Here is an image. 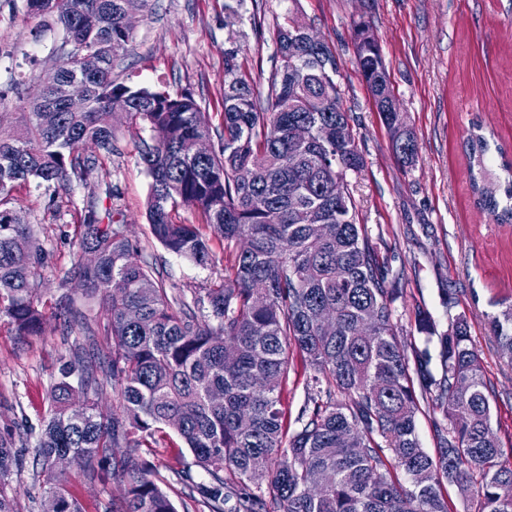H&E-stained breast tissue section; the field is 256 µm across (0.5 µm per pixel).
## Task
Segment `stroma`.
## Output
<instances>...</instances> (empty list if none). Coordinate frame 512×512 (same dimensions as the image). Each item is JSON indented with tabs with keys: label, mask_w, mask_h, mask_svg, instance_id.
Masks as SVG:
<instances>
[{
	"label": "stroma",
	"mask_w": 512,
	"mask_h": 512,
	"mask_svg": "<svg viewBox=\"0 0 512 512\" xmlns=\"http://www.w3.org/2000/svg\"><path fill=\"white\" fill-rule=\"evenodd\" d=\"M229 4L238 10L230 25ZM291 11L336 55L342 104L365 160L360 172L348 176L356 221L376 243L390 275L400 278L402 293L393 308L402 341L427 346L432 369H439L437 346L425 345L416 330L417 312L427 313L441 332L456 315H467L484 360L492 428L503 451L512 450V367L503 362L485 323L499 301H512V224L496 223L477 208L462 149L478 123L504 149L497 164L512 162V0H149L134 18L133 40L113 73L131 85L192 93L210 124L220 126L225 58L236 55L243 78L266 94L279 63L277 25ZM361 20L372 26L417 138L414 166H401L394 156L390 133L357 66L352 35ZM62 37L61 26L33 16L26 0H0V130L20 125L59 63L54 50ZM113 130L116 150L103 157L98 175L73 181L52 199L27 183L11 193L12 208L32 225L47 253L37 278L45 305L65 293L80 297L77 288H60L56 272L80 257L74 228L82 209L109 206L113 190L128 237L156 258L167 285L189 293L229 273L233 264L216 238L213 262L205 268L154 240L146 215L150 178L138 154L152 133L123 115L116 116ZM98 313L95 306L85 311L94 326L90 336H67L51 325L45 335L23 337L0 321V432L32 445V436L18 426L39 428L71 348L105 345ZM149 461L171 484L182 471L198 482L206 478L172 432L159 437ZM66 477L85 512L120 507L122 485L87 479L76 464Z\"/></svg>",
	"instance_id": "obj_1"
}]
</instances>
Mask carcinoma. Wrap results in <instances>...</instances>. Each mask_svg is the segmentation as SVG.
<instances>
[{"mask_svg":"<svg viewBox=\"0 0 512 512\" xmlns=\"http://www.w3.org/2000/svg\"><path fill=\"white\" fill-rule=\"evenodd\" d=\"M147 0H27L36 15L52 17L63 39L86 54L117 58L133 34L127 11ZM304 24L288 14L277 29L280 65L266 104L238 73L224 67L223 129L211 127L189 93L166 99L150 87L117 81L112 67L77 70L59 57L58 82L89 101L70 112L52 90L24 113L20 128L0 132V320L20 336L40 335L48 321L63 331H88L74 306L45 312L36 280L46 253L31 225L8 221V197L18 182L54 199L98 172L94 146L110 155V111L125 108L166 139L144 144L139 159L151 178L147 203L151 234L167 251L199 266L212 247L197 224L177 220L175 208L196 209L230 248L247 239L228 275L192 296L167 287L153 258L125 234L117 206L86 207L75 229L93 265L75 262L59 271L62 285L83 282V298L99 300L106 352L77 349L61 365L60 381L32 447L0 435V512H16L3 492L33 453L36 476L61 512H85L67 479L50 463L68 454L85 476L128 485L123 512H177L138 454L119 459L111 450L148 446L170 430L184 440L195 465L210 476L190 485L188 496L208 512H449L444 483L479 512H512V463L502 461L491 426L489 387L470 324L456 316L439 334L427 315L419 333L437 339L441 374L428 358L402 343L392 304L401 293L377 247L355 221L347 176L364 166L346 112L336 111V57L328 48L301 45ZM354 54L385 126L401 127L384 97L390 75L367 21L355 24ZM294 95L299 107L280 112L278 100ZM311 130L302 145L296 126ZM481 127L464 142L475 204L501 224L512 223V166L507 177L492 170L490 140ZM214 140L210 155L193 153L199 135ZM407 148L392 145L409 167L418 156L412 132ZM341 191H336V179ZM277 209L279 224L264 222ZM124 284L113 293V282ZM491 336L512 366V303L488 321ZM313 371L307 400L288 429L281 390L294 354ZM118 390L120 411L102 409L97 372ZM79 375L78 385L69 382ZM219 390L223 400L215 401ZM447 422H434L437 448L421 447L419 400ZM233 479H224V472Z\"/></svg>","mask_w":512,"mask_h":512,"instance_id":"carcinoma-1","label":"carcinoma"}]
</instances>
